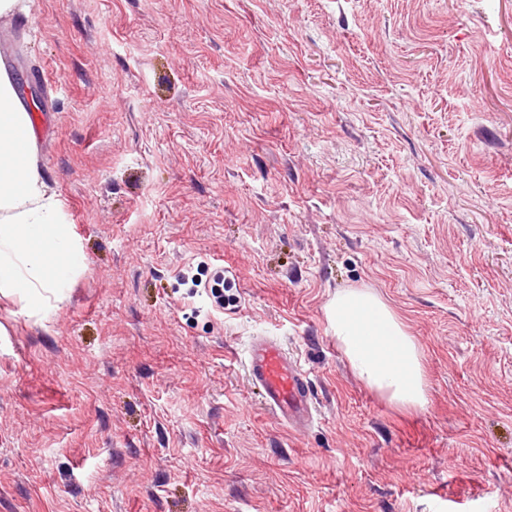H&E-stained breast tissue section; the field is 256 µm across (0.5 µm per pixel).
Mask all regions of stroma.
<instances>
[{"label": "stroma", "instance_id": "obj_1", "mask_svg": "<svg viewBox=\"0 0 512 512\" xmlns=\"http://www.w3.org/2000/svg\"><path fill=\"white\" fill-rule=\"evenodd\" d=\"M14 82L84 264L0 297V512H512V0H27ZM226 266L216 312L185 277ZM368 288L426 402L351 372ZM308 370L289 431L243 367ZM327 319L352 370L368 387L402 405L424 404L426 379L417 344L380 296L361 288L339 292ZM245 366L265 406L288 428L297 430L314 420L309 373L281 342L266 336L256 338L248 349Z\"/></svg>", "mask_w": 512, "mask_h": 512}]
</instances>
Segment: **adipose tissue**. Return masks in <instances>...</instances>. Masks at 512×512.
Returning <instances> with one entry per match:
<instances>
[{"label":"adipose tissue","instance_id":"adipose-tissue-1","mask_svg":"<svg viewBox=\"0 0 512 512\" xmlns=\"http://www.w3.org/2000/svg\"><path fill=\"white\" fill-rule=\"evenodd\" d=\"M29 128L18 90L0 69V294L38 310L66 287L82 256L62 204L41 173ZM327 319L368 387L402 405L424 404L417 344L380 296L361 288L339 292Z\"/></svg>","mask_w":512,"mask_h":512}]
</instances>
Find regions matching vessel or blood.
<instances>
[{
	"label": "vessel or blood",
	"mask_w": 512,
	"mask_h": 512,
	"mask_svg": "<svg viewBox=\"0 0 512 512\" xmlns=\"http://www.w3.org/2000/svg\"><path fill=\"white\" fill-rule=\"evenodd\" d=\"M246 374L265 406L290 429L309 425L316 407L308 372L271 337L256 338L246 357Z\"/></svg>",
	"instance_id": "obj_1"
}]
</instances>
